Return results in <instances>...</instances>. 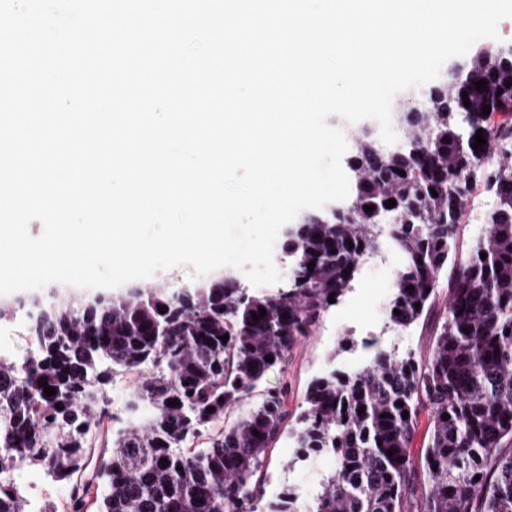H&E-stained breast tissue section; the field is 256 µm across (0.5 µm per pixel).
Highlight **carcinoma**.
<instances>
[{
    "label": "carcinoma",
    "mask_w": 512,
    "mask_h": 512,
    "mask_svg": "<svg viewBox=\"0 0 512 512\" xmlns=\"http://www.w3.org/2000/svg\"><path fill=\"white\" fill-rule=\"evenodd\" d=\"M393 120L407 131L394 149L369 132L349 136L351 193L342 212L305 215L288 235L292 276L277 293L249 296L222 276L172 294L35 308L38 348L0 361V476L20 460L47 469L71 486L65 512H512V47H476L461 74ZM479 187L493 197L488 233L462 260L457 228ZM381 236L402 256L394 326L429 311L449 273L433 355L378 349L361 372L314 379L290 433L298 460L330 454L335 469L310 500L290 486L260 509L252 483L286 430L288 389L268 390L230 427L224 415L288 360ZM127 372L145 375L131 420L98 451L103 388ZM422 415L428 438L416 457ZM0 512H28L2 482Z\"/></svg>",
    "instance_id": "cac0c4a2"
}]
</instances>
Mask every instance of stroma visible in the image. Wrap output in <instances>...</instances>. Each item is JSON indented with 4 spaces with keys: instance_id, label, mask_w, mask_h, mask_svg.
<instances>
[{
    "instance_id": "35a3bbf8",
    "label": "stroma",
    "mask_w": 512,
    "mask_h": 512,
    "mask_svg": "<svg viewBox=\"0 0 512 512\" xmlns=\"http://www.w3.org/2000/svg\"><path fill=\"white\" fill-rule=\"evenodd\" d=\"M204 276L195 273L186 264L160 269L151 276L133 280V287L143 290L161 289L175 292L204 283ZM74 285L50 283L46 286L15 292L12 302H24L23 311L13 318L0 320V360L19 361L28 351L37 347V339L30 334L26 307L47 303L59 297L76 293ZM448 305V285L440 283L432 311L407 328L393 327L386 309H379L374 318L365 320L363 328H351L348 317L356 312V297L350 289L331 307L308 336L300 338L286 364L272 368L262 384L239 407L229 410L225 424H233L239 416L259 404L268 389L287 385L288 408L301 410L309 383L330 370L357 372L368 364L375 349H397L412 353L417 359H428L434 350L436 327ZM335 468L333 457L323 455L313 462L297 459V450L291 435H283L269 449L259 478L254 481V492L262 501H270L288 486L297 487L306 494L314 493L322 476Z\"/></svg>"
}]
</instances>
